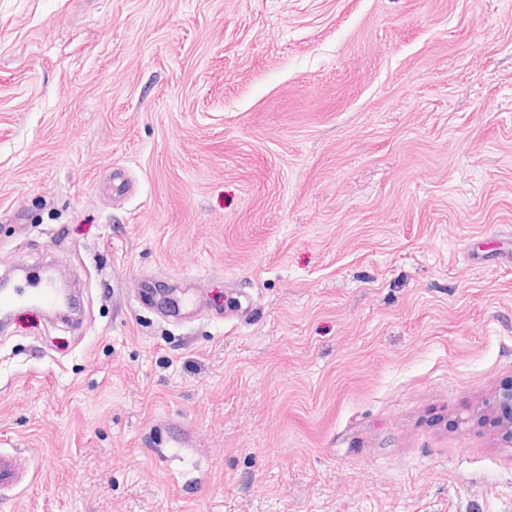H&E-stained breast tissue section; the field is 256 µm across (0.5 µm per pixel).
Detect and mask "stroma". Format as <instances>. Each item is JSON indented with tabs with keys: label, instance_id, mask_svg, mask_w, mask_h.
I'll return each mask as SVG.
<instances>
[{
	"label": "stroma",
	"instance_id": "obj_1",
	"mask_svg": "<svg viewBox=\"0 0 512 512\" xmlns=\"http://www.w3.org/2000/svg\"><path fill=\"white\" fill-rule=\"evenodd\" d=\"M510 237L512 0H0V512H512ZM26 476V463L15 455H0V488L20 486Z\"/></svg>",
	"mask_w": 512,
	"mask_h": 512
}]
</instances>
